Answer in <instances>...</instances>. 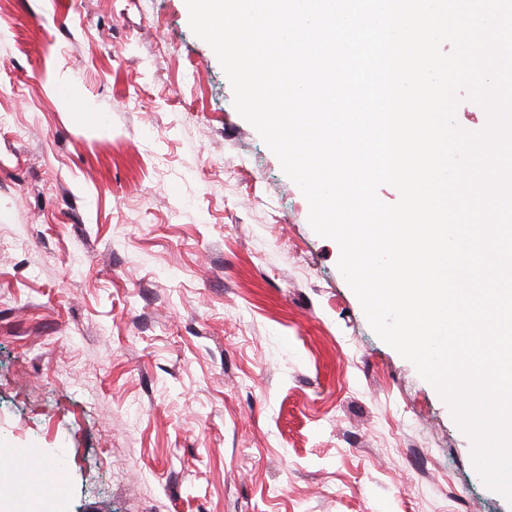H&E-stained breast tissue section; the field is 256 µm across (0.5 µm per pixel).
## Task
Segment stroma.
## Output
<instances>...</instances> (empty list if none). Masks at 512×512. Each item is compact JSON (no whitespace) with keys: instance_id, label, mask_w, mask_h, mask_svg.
Returning <instances> with one entry per match:
<instances>
[{"instance_id":"stroma-1","label":"stroma","mask_w":512,"mask_h":512,"mask_svg":"<svg viewBox=\"0 0 512 512\" xmlns=\"http://www.w3.org/2000/svg\"><path fill=\"white\" fill-rule=\"evenodd\" d=\"M185 0H0V449L50 512H512L382 341ZM10 457L19 463L29 466L30 470H36L41 476L42 483L54 481L60 482L63 472L59 468H47L40 459L37 448H11L9 450Z\"/></svg>"}]
</instances>
